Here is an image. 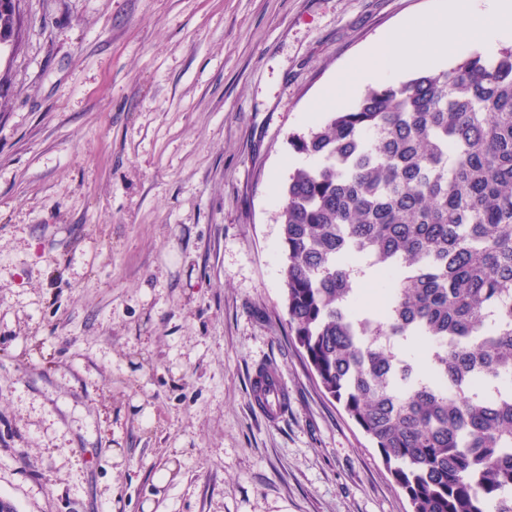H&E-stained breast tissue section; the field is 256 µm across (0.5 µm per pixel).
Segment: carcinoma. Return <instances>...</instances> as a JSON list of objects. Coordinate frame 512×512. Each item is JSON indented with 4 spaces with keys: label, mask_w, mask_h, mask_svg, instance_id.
I'll return each instance as SVG.
<instances>
[{
    "label": "carcinoma",
    "mask_w": 512,
    "mask_h": 512,
    "mask_svg": "<svg viewBox=\"0 0 512 512\" xmlns=\"http://www.w3.org/2000/svg\"><path fill=\"white\" fill-rule=\"evenodd\" d=\"M22 30L0 0V49ZM288 326L410 512H512V46L367 88L294 135ZM385 277L382 312L355 277ZM274 363L255 385L271 392Z\"/></svg>",
    "instance_id": "carcinoma-1"
}]
</instances>
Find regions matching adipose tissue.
<instances>
[{
    "instance_id": "adipose-tissue-1",
    "label": "adipose tissue",
    "mask_w": 512,
    "mask_h": 512,
    "mask_svg": "<svg viewBox=\"0 0 512 512\" xmlns=\"http://www.w3.org/2000/svg\"><path fill=\"white\" fill-rule=\"evenodd\" d=\"M475 9L471 0H457L448 11L423 20L405 22L369 49L363 79H384L406 69L433 62L472 42L490 43L512 37V0H487Z\"/></svg>"
}]
</instances>
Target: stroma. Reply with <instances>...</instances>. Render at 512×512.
Here are the masks:
<instances>
[{
	"label": "stroma",
	"instance_id": "1",
	"mask_svg": "<svg viewBox=\"0 0 512 512\" xmlns=\"http://www.w3.org/2000/svg\"><path fill=\"white\" fill-rule=\"evenodd\" d=\"M449 0H21L0 51V499L410 512L283 304L292 134ZM275 363L269 419L252 376Z\"/></svg>",
	"mask_w": 512,
	"mask_h": 512
}]
</instances>
